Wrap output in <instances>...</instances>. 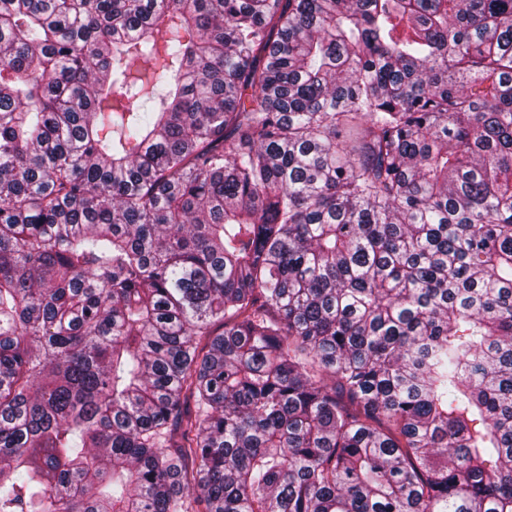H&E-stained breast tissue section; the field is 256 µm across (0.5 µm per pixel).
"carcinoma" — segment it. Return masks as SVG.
<instances>
[{
	"mask_svg": "<svg viewBox=\"0 0 512 512\" xmlns=\"http://www.w3.org/2000/svg\"><path fill=\"white\" fill-rule=\"evenodd\" d=\"M0 512H512V0H0Z\"/></svg>",
	"mask_w": 512,
	"mask_h": 512,
	"instance_id": "cac0c4a2",
	"label": "carcinoma"
}]
</instances>
